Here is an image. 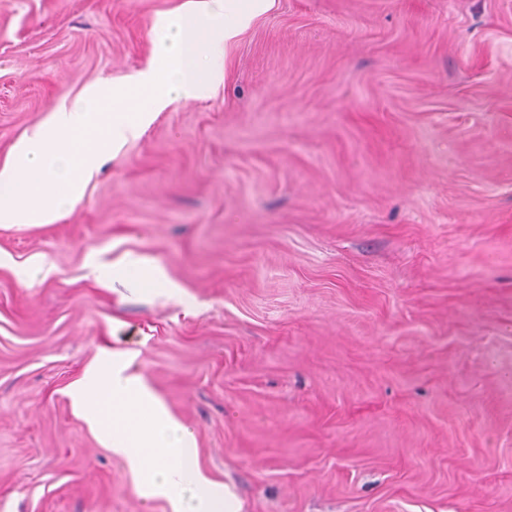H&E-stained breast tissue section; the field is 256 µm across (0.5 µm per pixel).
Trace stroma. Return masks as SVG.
I'll use <instances>...</instances> for the list:
<instances>
[{
    "instance_id": "obj_1",
    "label": "stroma",
    "mask_w": 512,
    "mask_h": 512,
    "mask_svg": "<svg viewBox=\"0 0 512 512\" xmlns=\"http://www.w3.org/2000/svg\"><path fill=\"white\" fill-rule=\"evenodd\" d=\"M188 5L0 0V161ZM126 254L169 287L97 277ZM106 350L241 512H512V0H274L209 96L0 227V512H171L70 396Z\"/></svg>"
}]
</instances>
